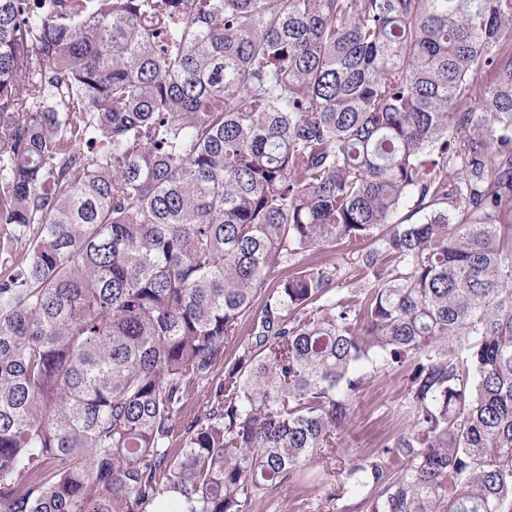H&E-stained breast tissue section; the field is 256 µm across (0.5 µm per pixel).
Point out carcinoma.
<instances>
[{"label": "carcinoma", "instance_id": "obj_1", "mask_svg": "<svg viewBox=\"0 0 512 512\" xmlns=\"http://www.w3.org/2000/svg\"><path fill=\"white\" fill-rule=\"evenodd\" d=\"M0 224V512H512V0H0ZM405 378L397 370L379 372L356 396L354 415L337 447L336 472L351 458L376 457L389 435L407 428ZM324 481L310 480L273 489L255 503L253 512H316L313 510L317 504L327 506L323 512H341L336 511V502L323 504L332 487Z\"/></svg>", "mask_w": 512, "mask_h": 512}]
</instances>
